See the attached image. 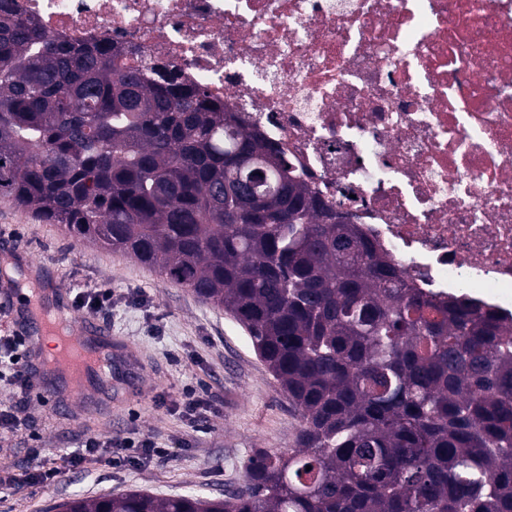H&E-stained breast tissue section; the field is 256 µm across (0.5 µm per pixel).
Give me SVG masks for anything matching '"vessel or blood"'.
<instances>
[{
  "label": "vessel or blood",
  "mask_w": 512,
  "mask_h": 512,
  "mask_svg": "<svg viewBox=\"0 0 512 512\" xmlns=\"http://www.w3.org/2000/svg\"><path fill=\"white\" fill-rule=\"evenodd\" d=\"M62 289L33 292L25 312L15 315L16 327L27 337L35 353L30 357L32 371L43 365L36 350L42 337L56 339L55 364L64 368L74 384V398H81L85 380L96 377L111 380L116 391L137 394L145 381L144 366L135 350L113 336L109 326L91 318L75 319Z\"/></svg>",
  "instance_id": "obj_1"
}]
</instances>
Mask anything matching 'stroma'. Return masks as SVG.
Returning <instances> with one entry per match:
<instances>
[{
  "mask_svg": "<svg viewBox=\"0 0 512 512\" xmlns=\"http://www.w3.org/2000/svg\"><path fill=\"white\" fill-rule=\"evenodd\" d=\"M0 235L11 238L16 267L47 265L65 291L111 289L112 315L106 323L133 346L147 372L138 397L115 395L110 384L92 381L83 399L70 402L62 414L56 404L70 401L68 382L45 383V398L32 399L23 412L41 437L42 456H32L24 434L0 438V512H50L76 495L95 498L130 490L158 498L190 493L220 498L243 485L253 452L295 448L302 428L299 413L244 330L224 311L125 253L75 243L60 225L34 221L4 200ZM187 385L215 398L218 413L193 426L154 405L155 396L173 398ZM132 431L169 445L170 456L138 468L93 461L52 483H15L38 466H62L63 454L75 450L80 436L117 438Z\"/></svg>",
  "mask_w": 512,
  "mask_h": 512,
  "instance_id": "35a3bbf8",
  "label": "stroma"
}]
</instances>
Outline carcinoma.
I'll return each mask as SVG.
<instances>
[{
	"label": "carcinoma",
	"mask_w": 512,
	"mask_h": 512,
	"mask_svg": "<svg viewBox=\"0 0 512 512\" xmlns=\"http://www.w3.org/2000/svg\"><path fill=\"white\" fill-rule=\"evenodd\" d=\"M0 0V197L228 313L297 408L224 498L58 512H512V320L406 287L361 229L202 86Z\"/></svg>",
	"instance_id": "obj_1"
}]
</instances>
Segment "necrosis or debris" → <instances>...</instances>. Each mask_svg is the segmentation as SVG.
Segmentation results:
<instances>
[{
	"mask_svg": "<svg viewBox=\"0 0 512 512\" xmlns=\"http://www.w3.org/2000/svg\"><path fill=\"white\" fill-rule=\"evenodd\" d=\"M279 144L406 285L512 314V0H15Z\"/></svg>",
	"mask_w": 512,
	"mask_h": 512,
	"instance_id": "1",
	"label": "necrosis or debris"
}]
</instances>
